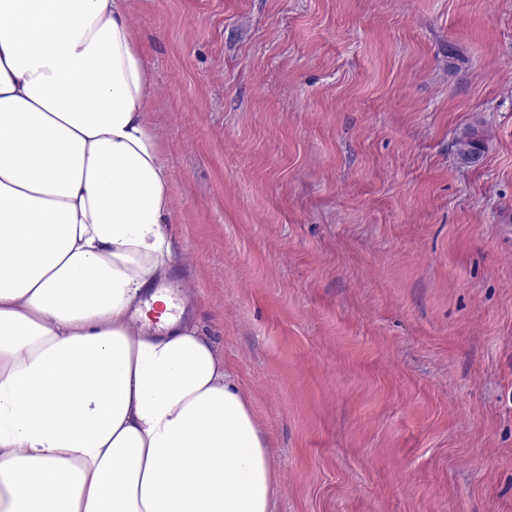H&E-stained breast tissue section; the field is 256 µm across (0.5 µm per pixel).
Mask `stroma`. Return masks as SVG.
Segmentation results:
<instances>
[{
	"label": "stroma",
	"instance_id": "1",
	"mask_svg": "<svg viewBox=\"0 0 512 512\" xmlns=\"http://www.w3.org/2000/svg\"><path fill=\"white\" fill-rule=\"evenodd\" d=\"M128 9L165 285L267 435L278 512H512V0ZM485 148L483 133L477 128H469L456 139L455 152L461 164H474Z\"/></svg>",
	"mask_w": 512,
	"mask_h": 512
}]
</instances>
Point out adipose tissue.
Masks as SVG:
<instances>
[{"mask_svg": "<svg viewBox=\"0 0 512 512\" xmlns=\"http://www.w3.org/2000/svg\"><path fill=\"white\" fill-rule=\"evenodd\" d=\"M127 0H0V512H276L179 259Z\"/></svg>", "mask_w": 512, "mask_h": 512, "instance_id": "1", "label": "adipose tissue"}]
</instances>
